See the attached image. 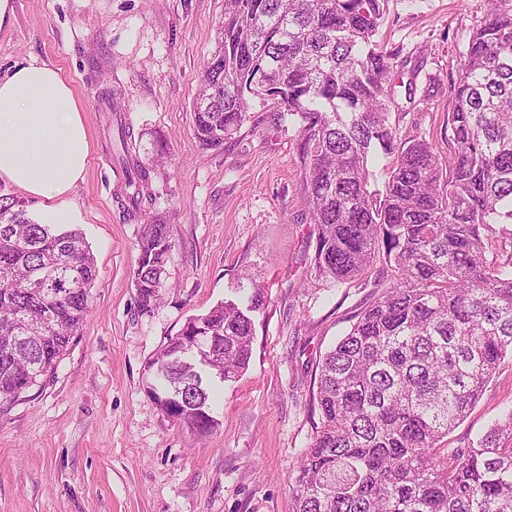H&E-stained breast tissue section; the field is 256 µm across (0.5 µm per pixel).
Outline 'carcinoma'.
<instances>
[{
  "mask_svg": "<svg viewBox=\"0 0 512 512\" xmlns=\"http://www.w3.org/2000/svg\"><path fill=\"white\" fill-rule=\"evenodd\" d=\"M385 2L224 0L194 135L222 148L257 105L272 127L294 126L312 269L376 290L321 360L292 512H512V410L468 447L442 445L512 358V236L496 231L512 224V8L490 9L469 36L449 85L444 161L391 121L405 62L376 41ZM117 137L131 220L153 201L151 170L130 154L128 127ZM380 154L392 158L381 183L371 173ZM144 217L133 283L147 314L163 298L172 239L165 214ZM96 277L81 229L39 223L0 188V401L54 370ZM264 305L253 283L190 316L149 359L148 393L195 436L219 428L213 384L247 370Z\"/></svg>",
  "mask_w": 512,
  "mask_h": 512,
  "instance_id": "1",
  "label": "carcinoma"
}]
</instances>
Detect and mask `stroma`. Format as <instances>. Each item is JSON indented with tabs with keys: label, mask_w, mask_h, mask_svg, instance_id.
I'll return each mask as SVG.
<instances>
[{
	"label": "stroma",
	"mask_w": 512,
	"mask_h": 512,
	"mask_svg": "<svg viewBox=\"0 0 512 512\" xmlns=\"http://www.w3.org/2000/svg\"><path fill=\"white\" fill-rule=\"evenodd\" d=\"M0 31V77L17 65L60 68L84 107L90 152L67 200L95 255L92 309L55 371L0 402V512H291L290 478L314 434L319 360L372 300L320 279L295 130L266 113L220 150L193 132L198 74L215 48L224 0H13ZM488 0H387L378 41L407 59L416 104L393 111L401 134L448 152L451 82ZM151 164L153 208L170 221L165 298L140 313L132 270L139 221L116 203L124 178L112 122ZM267 287L246 372L216 386L212 434L196 438L148 395L145 365L192 315ZM512 407L504 362L448 436L460 448Z\"/></svg>",
	"instance_id": "35a3bbf8"
}]
</instances>
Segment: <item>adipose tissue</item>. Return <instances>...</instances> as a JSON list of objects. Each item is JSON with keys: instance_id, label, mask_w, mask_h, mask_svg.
I'll return each mask as SVG.
<instances>
[{"instance_id": "ef3b65f1", "label": "adipose tissue", "mask_w": 512, "mask_h": 512, "mask_svg": "<svg viewBox=\"0 0 512 512\" xmlns=\"http://www.w3.org/2000/svg\"><path fill=\"white\" fill-rule=\"evenodd\" d=\"M83 106L61 70L45 62L16 66L0 79V180L39 198L43 224H69L66 197L89 155Z\"/></svg>"}]
</instances>
